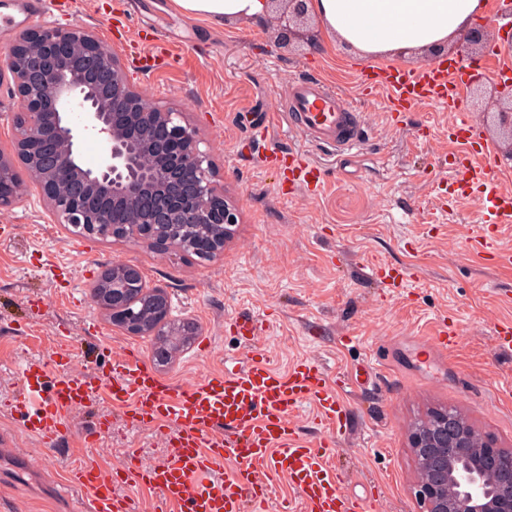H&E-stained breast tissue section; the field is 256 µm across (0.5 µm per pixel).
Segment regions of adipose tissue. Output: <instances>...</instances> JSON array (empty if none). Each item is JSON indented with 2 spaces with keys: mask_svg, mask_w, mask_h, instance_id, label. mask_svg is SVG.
I'll list each match as a JSON object with an SVG mask.
<instances>
[{
  "mask_svg": "<svg viewBox=\"0 0 512 512\" xmlns=\"http://www.w3.org/2000/svg\"><path fill=\"white\" fill-rule=\"evenodd\" d=\"M182 17L223 25L269 20L267 0H169ZM486 0H310L327 37L365 57L444 49L482 15Z\"/></svg>",
  "mask_w": 512,
  "mask_h": 512,
  "instance_id": "adipose-tissue-1",
  "label": "adipose tissue"
}]
</instances>
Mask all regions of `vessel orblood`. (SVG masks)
Segmentation results:
<instances>
[{
	"label": "vessel or blood",
	"mask_w": 512,
	"mask_h": 512,
	"mask_svg": "<svg viewBox=\"0 0 512 512\" xmlns=\"http://www.w3.org/2000/svg\"><path fill=\"white\" fill-rule=\"evenodd\" d=\"M465 77L464 67L451 61L428 67L377 66L364 72L361 86L382 95L388 113L422 106L450 113L448 139L456 150L448 162V192L477 199L470 246L508 267L512 250L499 245L496 231L512 224V189L502 186L481 131L465 110ZM287 112L289 131L339 160L356 154L367 135L362 113L316 77L291 83ZM288 181L291 189L314 193L323 172L303 153L292 152ZM232 327L249 351L245 367L212 372L191 385L163 382L135 348L113 354L108 367L83 372L74 368L65 350L20 359L21 384L11 405L27 433L43 444L66 435L74 410L104 396L113 409L152 430L167 447L164 461L148 463L132 455L117 468L86 452L68 476L83 512H135L131 497L113 494L118 483L156 495L157 512H265L281 476L290 480L300 512H368L379 495L378 485L360 495L348 493L324 443L346 425L341 397L345 376L332 375L308 358L279 371L256 346L262 323L242 318ZM458 341L454 330L442 326L422 337L421 348L442 362ZM307 403L316 406L322 440L300 434L297 412Z\"/></svg>",
	"instance_id": "obj_1"
}]
</instances>
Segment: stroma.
Wrapping results in <instances>:
<instances>
[{
  "label": "stroma",
  "mask_w": 512,
  "mask_h": 512,
  "mask_svg": "<svg viewBox=\"0 0 512 512\" xmlns=\"http://www.w3.org/2000/svg\"><path fill=\"white\" fill-rule=\"evenodd\" d=\"M43 21L93 29L148 98L186 112L214 152L240 222L223 256L201 260L76 236L52 222L35 187L0 211V433L32 464L21 471L0 463V512L77 508L64 476L83 454L77 435L95 416L112 419L111 435L95 447L102 462H120L131 449L149 462L164 457L152 431L114 415L105 399L74 411L70 435L52 446L28 435L9 406L20 387L18 358L47 356L56 337H70L79 370L124 347L152 357L153 337L112 326L90 299L93 280L111 263L137 265L148 285L165 289L171 319L198 328L194 342L160 368L164 380L191 383L244 365L247 352L230 327L238 317L264 321L257 346L277 367L312 358L352 376L346 430L330 459L346 490L379 485V512H419L407 434L427 408H455L512 448V353L499 351L494 334L495 323L512 321V267L469 251L475 202L457 200L450 214L441 208L454 150L447 113L427 106L388 119L357 80L373 59L326 46L324 33L288 50L271 27L189 21L168 0H45L33 13L26 0H0V50ZM139 36L160 40L158 67L138 69L128 44ZM308 76L342 89L365 117L369 136L349 160L336 162L288 130V87ZM265 117L269 147L303 151L322 165L320 195L289 193L248 154L250 125ZM391 263L411 274L394 294L372 278L375 266ZM445 316L459 320L462 338L437 362L417 341ZM373 352L387 364L383 375L366 371Z\"/></svg>",
  "instance_id": "stroma-1"
}]
</instances>
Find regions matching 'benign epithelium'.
<instances>
[{
    "instance_id": "benign-epithelium-1",
    "label": "benign epithelium",
    "mask_w": 512,
    "mask_h": 512,
    "mask_svg": "<svg viewBox=\"0 0 512 512\" xmlns=\"http://www.w3.org/2000/svg\"><path fill=\"white\" fill-rule=\"evenodd\" d=\"M273 29L283 45L308 38L313 18L307 0H268ZM474 54L486 47L488 33L478 24L463 34ZM97 35L81 26L44 23L22 30L0 52V76L8 74L17 112L11 118L12 150L0 149V209L11 208L26 192L17 169H35L37 186L56 224L98 241L132 238L148 245L163 236L170 248L194 254L197 225L210 226L211 257L239 223L238 209L218 189V170L199 130L175 109L142 108L143 92L130 81L118 55L102 52ZM77 48L79 61L67 51ZM494 128L503 155L512 160V87L491 101ZM79 113L82 126L71 114ZM94 134L103 148L96 169L79 164L80 130ZM176 150L167 163L146 169L142 158L164 143ZM122 208L127 222L115 224ZM94 306L113 325L133 336H158L173 326L167 293L147 284L140 268L121 263L112 283L91 293ZM417 478L414 497L420 512H512V448L484 436L460 416L430 411L408 435Z\"/></svg>"
}]
</instances>
